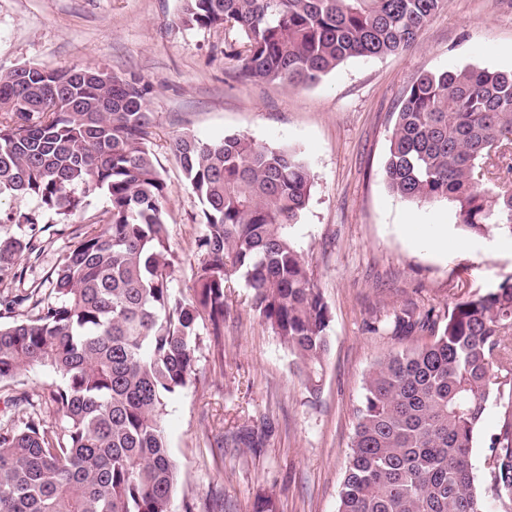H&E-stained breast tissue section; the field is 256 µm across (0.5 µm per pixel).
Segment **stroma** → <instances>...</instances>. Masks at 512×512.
Segmentation results:
<instances>
[{"instance_id": "35a3bbf8", "label": "stroma", "mask_w": 512, "mask_h": 512, "mask_svg": "<svg viewBox=\"0 0 512 512\" xmlns=\"http://www.w3.org/2000/svg\"><path fill=\"white\" fill-rule=\"evenodd\" d=\"M178 0H0V69L98 66L150 87L158 128L154 154L171 184L169 243L179 256L172 286L193 293L201 204L185 187L169 149L191 133L218 140L240 133L301 152L312 175L309 204L294 230L330 312V350L321 392L308 399L294 358L249 305L239 278L224 291V334L200 332L190 383L168 403L171 456L181 465L171 512H337L354 411L380 357L424 336L373 334L377 316L415 303L441 314L458 300L512 280V237L458 228L447 202L418 206L394 195L383 166L398 104L419 74L448 68L512 69V0H449L409 50L345 62L318 84L242 83L224 64V32L188 29ZM4 208L39 216L0 224V241L33 240L21 255L23 280L0 275V295L49 290L62 258L84 232L101 231L104 194L57 223L28 196ZM447 239L438 249L432 237ZM55 377L34 368L0 383V427L34 416L50 429L65 421L50 399ZM255 432L254 447L228 448L225 433Z\"/></svg>"}]
</instances>
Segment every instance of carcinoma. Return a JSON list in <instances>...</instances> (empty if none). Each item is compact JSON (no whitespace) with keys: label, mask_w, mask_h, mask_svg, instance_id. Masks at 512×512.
<instances>
[{"label":"carcinoma","mask_w":512,"mask_h":512,"mask_svg":"<svg viewBox=\"0 0 512 512\" xmlns=\"http://www.w3.org/2000/svg\"><path fill=\"white\" fill-rule=\"evenodd\" d=\"M448 0H181L188 28L224 29L238 81L306 86L353 58L407 51ZM77 68L0 70V199H37L59 223L85 193L109 202L55 271L51 295L5 296L31 316L0 326V382L45 368L66 427L29 420L0 431V512H171L179 466L168 399L194 373L206 319L224 335V288L238 273L251 309L295 357L309 398L321 390L331 314L291 238L311 175L289 148L241 134L170 142L202 205L193 294L171 287L179 263L166 227L172 187L156 165V121L140 78L71 79ZM512 70L464 67L406 88L384 163L387 188L418 205L446 201L471 234L512 237ZM1 224L38 215L0 208ZM33 252L0 241V271ZM374 333L431 341L378 360L363 382L337 512H512V283L442 316L407 304ZM501 420L483 467L472 461L489 409Z\"/></svg>","instance_id":"cac0c4a2"}]
</instances>
